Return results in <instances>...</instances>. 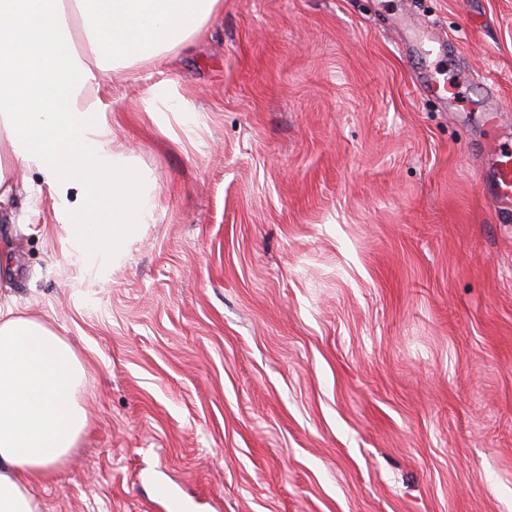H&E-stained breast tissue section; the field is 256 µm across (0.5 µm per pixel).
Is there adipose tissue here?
Segmentation results:
<instances>
[{"mask_svg": "<svg viewBox=\"0 0 512 512\" xmlns=\"http://www.w3.org/2000/svg\"><path fill=\"white\" fill-rule=\"evenodd\" d=\"M220 0H0V214L14 172L38 171L88 273L120 261L153 218L148 180L112 147L85 88L182 44ZM85 36L95 55L76 49ZM86 369L42 319L0 305V512H39L32 487L52 476L88 426Z\"/></svg>", "mask_w": 512, "mask_h": 512, "instance_id": "ef3b65f1", "label": "adipose tissue"}]
</instances>
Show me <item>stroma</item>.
<instances>
[{
    "instance_id": "stroma-1",
    "label": "stroma",
    "mask_w": 512,
    "mask_h": 512,
    "mask_svg": "<svg viewBox=\"0 0 512 512\" xmlns=\"http://www.w3.org/2000/svg\"><path fill=\"white\" fill-rule=\"evenodd\" d=\"M86 100L154 220L88 277L15 174L0 303L88 370L40 512H512V207L479 172L482 111L512 138V0H221Z\"/></svg>"
}]
</instances>
